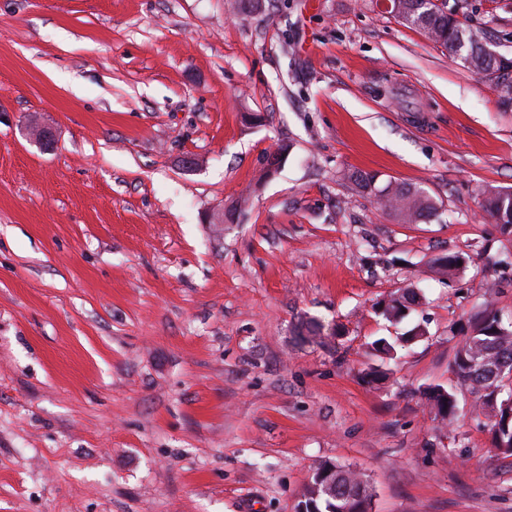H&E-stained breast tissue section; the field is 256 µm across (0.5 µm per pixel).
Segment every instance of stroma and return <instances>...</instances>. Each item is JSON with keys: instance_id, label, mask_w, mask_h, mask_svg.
I'll return each instance as SVG.
<instances>
[{"instance_id": "35a3bbf8", "label": "stroma", "mask_w": 512, "mask_h": 512, "mask_svg": "<svg viewBox=\"0 0 512 512\" xmlns=\"http://www.w3.org/2000/svg\"><path fill=\"white\" fill-rule=\"evenodd\" d=\"M448 5L512 57V0ZM364 173L436 216L384 213ZM490 188L512 191V108L379 0H0V512H295L323 461L370 512H512L450 367L475 305L512 315ZM358 186L373 196L380 208L392 213L406 224L426 222L437 213L434 200L422 189L388 182L377 185L375 175L356 178ZM416 301L417 294L409 290L400 296L391 297L387 303L379 307V311L387 319L397 321L406 316V312ZM424 394L436 418L440 417L442 422L448 421V423H452L456 419L458 399L452 388L435 387ZM435 408H437V412L434 411Z\"/></svg>"}]
</instances>
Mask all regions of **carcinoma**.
I'll list each match as a JSON object with an SVG mask.
<instances>
[{
    "label": "carcinoma",
    "mask_w": 512,
    "mask_h": 512,
    "mask_svg": "<svg viewBox=\"0 0 512 512\" xmlns=\"http://www.w3.org/2000/svg\"><path fill=\"white\" fill-rule=\"evenodd\" d=\"M392 12L404 21L418 27L431 41L456 52V45L464 43L468 62L484 75L499 93L503 107L512 106V58L489 56L463 24L448 11L447 0H391ZM358 186L373 196L380 208L397 216L406 224L426 222L437 213L434 200L419 188L388 182L377 184L374 175L356 178ZM483 209L507 233H512V192L489 190L484 193ZM417 301L411 290L394 296L379 307L389 320L406 316L410 306ZM426 335L424 328L416 326L394 342L380 338L374 348L389 357L403 343ZM461 384L475 396L479 409L490 422L494 448L512 457V319L505 321L498 310L483 302L474 313L472 332L456 349L451 365ZM435 417L453 422L457 417L458 399L451 388L435 387L426 391ZM336 469V492L323 491L326 473ZM371 499L368 486L344 465L321 462L312 471L311 479L297 503L296 512H367Z\"/></svg>",
    "instance_id": "cac0c4a2"
}]
</instances>
